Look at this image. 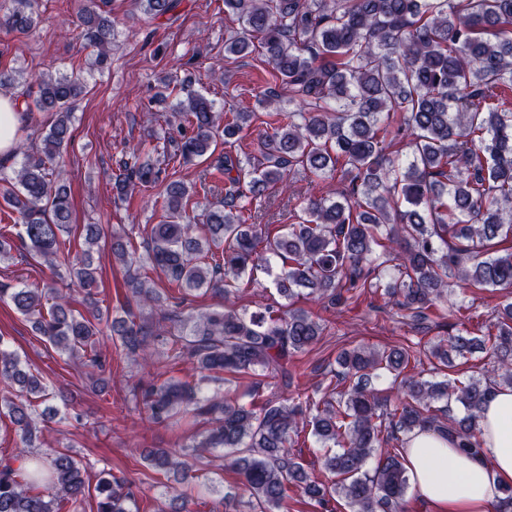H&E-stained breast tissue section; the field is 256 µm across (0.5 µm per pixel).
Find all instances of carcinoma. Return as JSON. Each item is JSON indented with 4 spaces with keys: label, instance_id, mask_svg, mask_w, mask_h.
Listing matches in <instances>:
<instances>
[{
    "label": "carcinoma",
    "instance_id": "1",
    "mask_svg": "<svg viewBox=\"0 0 512 512\" xmlns=\"http://www.w3.org/2000/svg\"><path fill=\"white\" fill-rule=\"evenodd\" d=\"M160 18L178 0H139ZM240 22L224 52L245 56L260 38L261 63L279 90L258 101L267 132L257 153L240 159L238 145L256 113L223 115L213 101L186 90L173 118L178 137L160 148L139 142L125 153L113 176L114 202L129 206L142 188L162 186L154 199L163 219L152 225L148 253L129 252L113 233V255L129 271L132 296L157 311L158 324L137 320L132 310L103 322L95 298L99 277L92 247L103 235L85 225L87 249L67 259L70 283L83 293L87 313H74L70 295L0 282V301L11 304L35 332L81 365L105 372L98 336L106 324L126 356L146 359L157 349L174 364L204 374L261 371L292 383L288 364L322 335L325 326L301 309L266 304L254 311L234 306L191 312L179 308L201 289L229 300L243 280L258 283L270 260L282 271L273 279L288 299L297 290L317 300L347 302L381 296L404 323L419 326L447 302L448 280L468 288L512 289V0H224ZM0 25L32 33L38 14L32 0H11ZM78 39L93 48L89 69L110 63L116 22L106 0H88L79 12ZM78 73H46L18 92L23 112L51 115L41 147L21 155L13 176L0 177V201L17 214L20 244L0 233V260L23 247L32 258L58 266L61 237L71 233L66 185L48 164L71 143V104L85 93ZM226 151L208 177L220 196L189 220L190 190L177 169ZM338 180L342 189L309 196L288 210L289 224L276 236L261 223L273 197L291 191L288 177ZM183 291L171 302L140 277L144 265ZM53 300L50 306L45 301ZM495 331L478 335L464 320L456 333L425 343L342 350L319 400L294 402L260 397L249 404L229 394L207 395L188 380L166 378L138 388L135 399L149 418L166 422L191 411L212 428L178 455L151 450L158 471L197 479L202 453L223 448L225 467L247 488L251 512H279L296 488L323 512L339 502L349 512H403L410 488L401 451L416 429L449 435L456 447L477 454L480 411L495 388L512 387V302L498 308ZM494 355L491 368L463 379L430 380L414 364L426 356L433 369L466 365L477 353ZM386 372L400 396L392 402L373 387ZM0 417L9 418L21 444L0 460V512H59V502L79 504L89 495L96 512H131V486L101 470L94 486L87 468L65 447L46 455L32 451L49 421L34 400L48 386L24 368L0 336ZM464 409L445 418L440 402ZM326 449L327 480L310 476L294 452L301 434Z\"/></svg>",
    "mask_w": 512,
    "mask_h": 512
}]
</instances>
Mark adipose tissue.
I'll return each mask as SVG.
<instances>
[{
    "label": "adipose tissue",
    "instance_id": "ef3b65f1",
    "mask_svg": "<svg viewBox=\"0 0 512 512\" xmlns=\"http://www.w3.org/2000/svg\"><path fill=\"white\" fill-rule=\"evenodd\" d=\"M479 428L476 455L430 431L406 437L409 480L431 512H493L502 489L512 486V388H497L488 397Z\"/></svg>",
    "mask_w": 512,
    "mask_h": 512
}]
</instances>
